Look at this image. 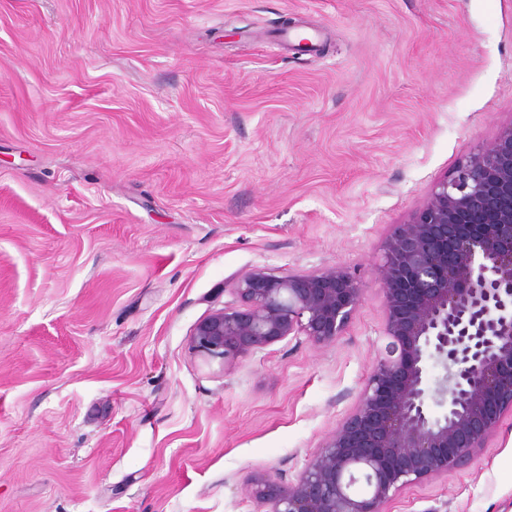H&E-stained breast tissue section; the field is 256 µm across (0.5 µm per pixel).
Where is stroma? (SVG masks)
I'll use <instances>...</instances> for the list:
<instances>
[{
  "instance_id": "1",
  "label": "stroma",
  "mask_w": 512,
  "mask_h": 512,
  "mask_svg": "<svg viewBox=\"0 0 512 512\" xmlns=\"http://www.w3.org/2000/svg\"><path fill=\"white\" fill-rule=\"evenodd\" d=\"M511 122L512 0H0V512H256L357 402L383 241ZM332 265L338 342L192 353ZM386 512H512V415ZM231 303L201 320L190 337L205 363L230 370L268 346L306 336L314 345L335 343L360 305L365 289L343 266L275 273L254 269L230 289Z\"/></svg>"
}]
</instances>
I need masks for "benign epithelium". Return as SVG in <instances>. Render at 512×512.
<instances>
[{"mask_svg": "<svg viewBox=\"0 0 512 512\" xmlns=\"http://www.w3.org/2000/svg\"><path fill=\"white\" fill-rule=\"evenodd\" d=\"M376 279L382 343L358 402L296 480L252 479L264 512H385L401 489L468 462L512 413V122L396 225ZM231 294L190 337L224 370L290 337L336 342L364 288L343 266L258 268Z\"/></svg>", "mask_w": 512, "mask_h": 512, "instance_id": "obj_1", "label": "benign epithelium"}]
</instances>
